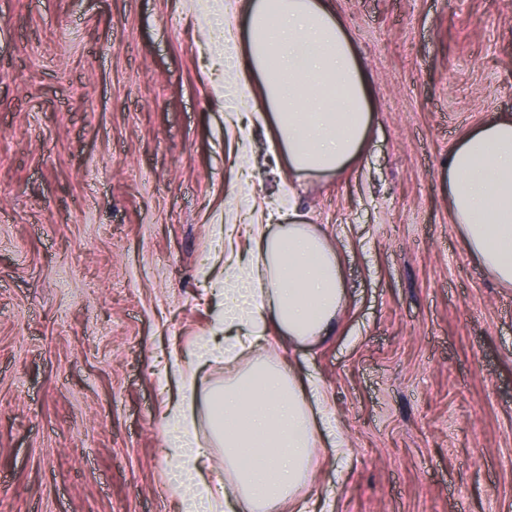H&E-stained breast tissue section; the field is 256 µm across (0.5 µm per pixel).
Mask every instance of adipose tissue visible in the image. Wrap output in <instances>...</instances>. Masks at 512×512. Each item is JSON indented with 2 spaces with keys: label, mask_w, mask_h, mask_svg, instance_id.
<instances>
[{
  "label": "adipose tissue",
  "mask_w": 512,
  "mask_h": 512,
  "mask_svg": "<svg viewBox=\"0 0 512 512\" xmlns=\"http://www.w3.org/2000/svg\"><path fill=\"white\" fill-rule=\"evenodd\" d=\"M182 2L203 19L214 48L209 77L232 107L225 123L244 164L236 185L244 197L214 227L224 250L217 293L225 333L197 337L170 364L178 379L162 414L170 492L179 512H333L330 498L302 492L320 452L345 454L336 416L318 376L299 374L273 351L328 334L345 299L340 263L288 194H248V164L259 125L274 163L289 173L344 172L368 142L370 73L331 0ZM448 199L467 252L512 287V116L466 131L450 149ZM250 349L261 358L201 388L202 367L235 364Z\"/></svg>",
  "instance_id": "adipose-tissue-1"
}]
</instances>
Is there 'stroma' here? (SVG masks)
<instances>
[{
  "label": "stroma",
  "instance_id": "1",
  "mask_svg": "<svg viewBox=\"0 0 512 512\" xmlns=\"http://www.w3.org/2000/svg\"><path fill=\"white\" fill-rule=\"evenodd\" d=\"M371 75L366 152L289 180L346 290L290 350L345 439L334 512H512V288L469 256L448 152L512 115V0H334ZM176 0H0V512H174L165 363L218 328L239 160Z\"/></svg>",
  "mask_w": 512,
  "mask_h": 512
}]
</instances>
